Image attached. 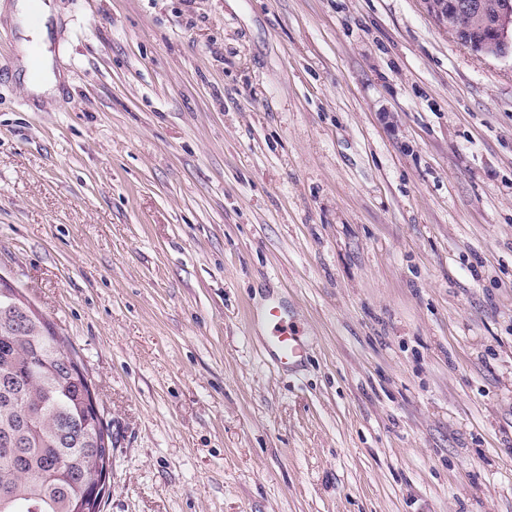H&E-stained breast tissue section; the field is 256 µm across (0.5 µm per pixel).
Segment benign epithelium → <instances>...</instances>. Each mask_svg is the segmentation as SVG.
<instances>
[{
  "label": "benign epithelium",
  "instance_id": "obj_1",
  "mask_svg": "<svg viewBox=\"0 0 512 512\" xmlns=\"http://www.w3.org/2000/svg\"><path fill=\"white\" fill-rule=\"evenodd\" d=\"M429 14L461 44L471 50L498 57L512 54V0H498L493 18L484 0H424ZM489 25V39L469 43V34Z\"/></svg>",
  "mask_w": 512,
  "mask_h": 512
}]
</instances>
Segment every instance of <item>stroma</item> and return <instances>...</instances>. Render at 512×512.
Wrapping results in <instances>:
<instances>
[{
    "label": "stroma",
    "mask_w": 512,
    "mask_h": 512,
    "mask_svg": "<svg viewBox=\"0 0 512 512\" xmlns=\"http://www.w3.org/2000/svg\"><path fill=\"white\" fill-rule=\"evenodd\" d=\"M51 2L48 105L0 12V275L102 512H512V57L424 0ZM271 325L270 334L266 336V351L271 359L279 364H295L303 358L305 346L301 336L288 328L284 320V308L276 302L271 303L265 313Z\"/></svg>",
    "instance_id": "35a3bbf8"
}]
</instances>
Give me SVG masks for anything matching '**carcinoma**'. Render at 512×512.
Segmentation results:
<instances>
[{"label":"carcinoma","mask_w":512,"mask_h":512,"mask_svg":"<svg viewBox=\"0 0 512 512\" xmlns=\"http://www.w3.org/2000/svg\"><path fill=\"white\" fill-rule=\"evenodd\" d=\"M109 443L77 354L0 280V512H100Z\"/></svg>","instance_id":"1"}]
</instances>
